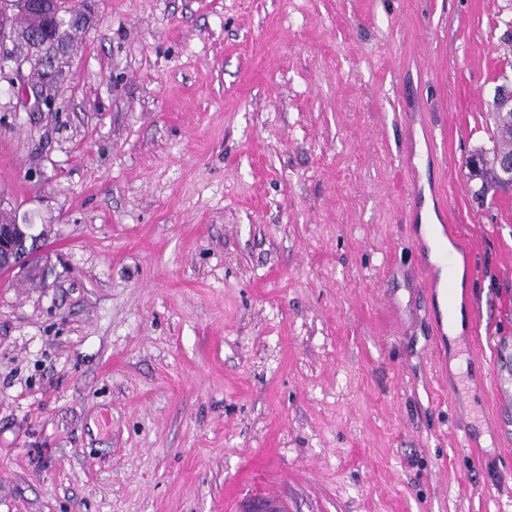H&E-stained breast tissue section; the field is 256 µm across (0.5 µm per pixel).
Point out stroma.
Returning a JSON list of instances; mask_svg holds the SVG:
<instances>
[{
	"mask_svg": "<svg viewBox=\"0 0 512 512\" xmlns=\"http://www.w3.org/2000/svg\"><path fill=\"white\" fill-rule=\"evenodd\" d=\"M0 200V512H512V199L479 205L512 0H85ZM416 167L476 247L450 337ZM469 436L471 448L460 445ZM0 210L3 208L0 200ZM9 224L0 223V276L13 272L15 269H27L30 274L39 275V255L42 236L34 234V224L26 220L19 222L15 211Z\"/></svg>",
	"mask_w": 512,
	"mask_h": 512,
	"instance_id": "1",
	"label": "stroma"
}]
</instances>
